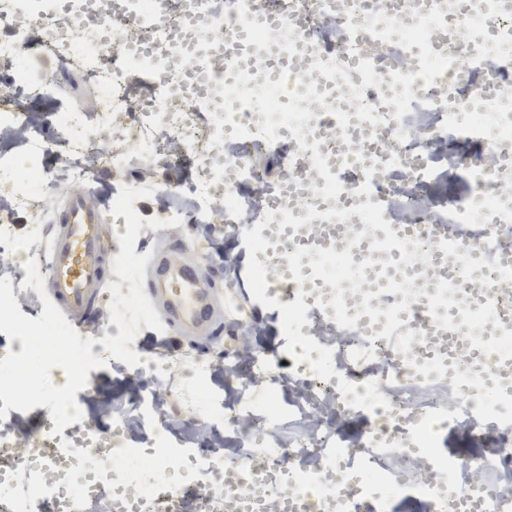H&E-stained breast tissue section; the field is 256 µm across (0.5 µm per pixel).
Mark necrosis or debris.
I'll use <instances>...</instances> for the list:
<instances>
[{
  "instance_id": "1",
  "label": "necrosis or debris",
  "mask_w": 512,
  "mask_h": 512,
  "mask_svg": "<svg viewBox=\"0 0 512 512\" xmlns=\"http://www.w3.org/2000/svg\"><path fill=\"white\" fill-rule=\"evenodd\" d=\"M0 0V80L46 93L25 51L65 61L96 87L97 111L56 113L72 182L104 159L143 157L201 173L168 224H245L257 294L282 313L286 350L242 347L258 322L224 302V390L210 365L185 372L194 412L223 430V464L167 428L153 390L108 430L54 434L43 416L21 446L0 421V512H512V0ZM467 43L472 63L458 54ZM284 157L280 194L256 150ZM466 193L448 195V172ZM37 156L0 153V247L15 214L40 207ZM478 226L479 253L449 260L431 227ZM287 398H280V389ZM362 418L353 437L340 420ZM151 429L141 448L126 444ZM455 429L476 447L440 446Z\"/></svg>"
}]
</instances>
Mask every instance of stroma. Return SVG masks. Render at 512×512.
Returning <instances> with one entry per match:
<instances>
[{"label":"stroma","mask_w":512,"mask_h":512,"mask_svg":"<svg viewBox=\"0 0 512 512\" xmlns=\"http://www.w3.org/2000/svg\"><path fill=\"white\" fill-rule=\"evenodd\" d=\"M27 64L35 79L46 81L48 84L47 94L35 104L41 115L38 134L40 140L54 137L55 112L65 108L84 112L96 110L99 103L98 91L79 71L73 68L65 69L56 59L40 54L28 55ZM43 161L49 172L43 186V195L49 210L45 213L24 211L18 215L21 246L25 252L37 256L43 253L49 211L56 209L61 200L73 189L72 183L64 181L61 164L54 153H47ZM195 176V168H172L161 158L152 161L133 158L130 167L118 173L99 168L88 187L91 196L106 215L103 234L108 238L116 237L124 223L123 218H116L110 214L113 185L129 181L140 187H157V194L142 201L143 224L141 234L135 243L136 249L141 250L160 241L190 237L199 245L207 262L216 269H223L225 256H233L241 284L237 294L243 302L248 303L253 315L265 326L264 333L257 336L256 341L269 348L278 347L283 340L280 316L276 309L262 303L252 291L257 258L247 244L246 225L219 228L212 234L203 235L190 232L184 224H164L160 221L162 210L169 202L168 191L177 190L180 185L188 183ZM133 349L147 361L142 373L105 367L89 376L87 388L79 390L76 394L85 413L91 419L97 420L101 428H108L111 421L108 417L100 415V407L113 402L120 404L128 401L134 386L144 381L153 385L162 394L165 408L175 419L181 421L183 428L193 430L200 447L208 448L213 454H223V437H210L206 424L196 421L180 403L185 388L178 367L195 358L196 347L168 333L144 327L138 332Z\"/></svg>","instance_id":"stroma-1"}]
</instances>
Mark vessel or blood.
Segmentation results:
<instances>
[{
    "label": "vessel or blood",
    "mask_w": 512,
    "mask_h": 512,
    "mask_svg": "<svg viewBox=\"0 0 512 512\" xmlns=\"http://www.w3.org/2000/svg\"><path fill=\"white\" fill-rule=\"evenodd\" d=\"M102 211L86 194L65 197L53 214L45 242L47 294L66 320L80 325L102 299L112 270V243L103 234ZM213 272L189 240L154 249L144 292L167 330L209 336L224 326L214 300Z\"/></svg>",
    "instance_id": "b4317fda"
}]
</instances>
